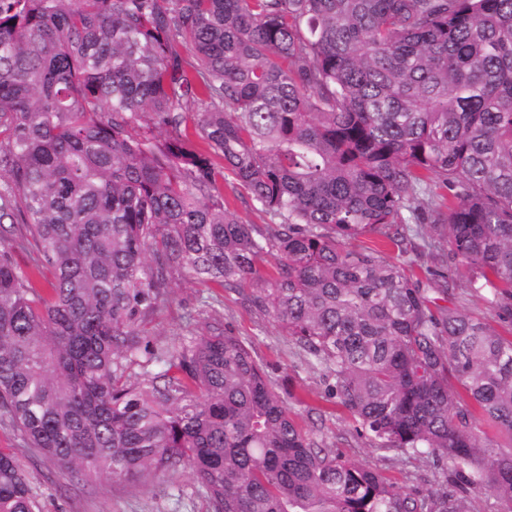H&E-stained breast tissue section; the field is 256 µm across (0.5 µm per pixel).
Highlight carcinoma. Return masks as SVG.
I'll use <instances>...</instances> for the list:
<instances>
[{"label": "carcinoma", "instance_id": "cac0c4a2", "mask_svg": "<svg viewBox=\"0 0 512 512\" xmlns=\"http://www.w3.org/2000/svg\"><path fill=\"white\" fill-rule=\"evenodd\" d=\"M462 269L512 320V0H0V414L71 481L188 467L211 512H470L479 486L512 512V340L439 304ZM181 271L441 487L327 451L220 320L152 343ZM36 509L1 451L0 512ZM232 181L233 180L231 178L224 180V199L226 200L230 210L234 211L238 217L249 224H257L259 226L266 224L268 218L266 214L260 210L259 206H254L252 203L244 202L243 200L236 198L238 192H242L245 197V201H247L245 191L236 184L235 186L238 188H233L234 184L231 183Z\"/></svg>", "mask_w": 512, "mask_h": 512}]
</instances>
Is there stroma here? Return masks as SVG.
I'll use <instances>...</instances> for the list:
<instances>
[{"label":"stroma","instance_id":"obj_1","mask_svg":"<svg viewBox=\"0 0 512 512\" xmlns=\"http://www.w3.org/2000/svg\"><path fill=\"white\" fill-rule=\"evenodd\" d=\"M454 294L456 306L481 318L503 336H512V322L500 320L484 295L469 290L465 280H457ZM213 318L223 321L234 335L252 342L257 359L280 392L293 390L304 396V404L295 405L294 410L301 420L317 419L329 451L349 461L373 464L405 489L424 493L434 488L433 471L425 462L375 450L359 438L329 398L321 369L311 365L270 319L256 314L238 294L179 275L146 330L152 340L174 344L200 335L204 322ZM0 451L12 454L28 475L40 512H209L187 469L159 480L150 493L102 477L89 487L73 486L47 460L34 454L11 424L1 418Z\"/></svg>","mask_w":512,"mask_h":512}]
</instances>
